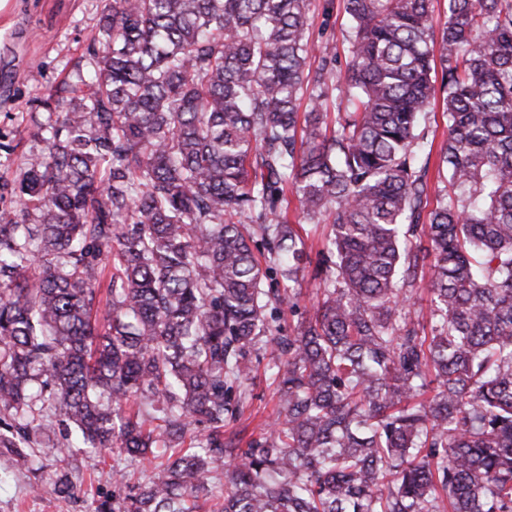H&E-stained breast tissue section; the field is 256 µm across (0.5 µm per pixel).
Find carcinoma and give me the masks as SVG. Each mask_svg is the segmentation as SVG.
I'll list each match as a JSON object with an SVG mask.
<instances>
[{
  "label": "carcinoma",
  "instance_id": "obj_1",
  "mask_svg": "<svg viewBox=\"0 0 512 512\" xmlns=\"http://www.w3.org/2000/svg\"><path fill=\"white\" fill-rule=\"evenodd\" d=\"M101 2L0 180V447L42 437L63 496L73 448L164 449L93 512H512V0H344L339 71L310 0ZM260 342L280 412L241 448ZM442 110V100L438 98L433 111L427 115L426 119V133L429 144L433 140L432 152L429 162L428 179L429 200L431 202V206L436 204L437 194L444 185L440 182V179L437 175L439 152L443 141V130L445 127V118L443 116ZM296 201L292 198L289 208V219L300 234L306 239L310 250V256L313 263L316 261V253L322 248L328 233L327 224H306L304 220L298 216L295 210Z\"/></svg>",
  "mask_w": 512,
  "mask_h": 512
}]
</instances>
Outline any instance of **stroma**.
Here are the masks:
<instances>
[{
  "label": "stroma",
  "instance_id": "1",
  "mask_svg": "<svg viewBox=\"0 0 512 512\" xmlns=\"http://www.w3.org/2000/svg\"><path fill=\"white\" fill-rule=\"evenodd\" d=\"M100 0H7L0 9V179L12 178L30 141L27 135L34 118L41 112L33 101L44 88L70 76L71 65L83 51L94 29ZM309 35L314 43L331 41L338 58L347 54V25L342 0H313L309 13ZM40 64L42 78L31 84L28 71ZM251 395L235 417L224 422L225 437H259L266 423L276 419L279 400L270 379L267 360L254 368ZM77 469L74 497H59L49 478L50 460L37 449L18 456L0 448V472L8 479L0 484V512H91L94 497L113 491L112 470H126L133 481L142 482L151 471L149 462L128 457L119 459L112 452L75 453ZM41 484L32 493V484Z\"/></svg>",
  "mask_w": 512,
  "mask_h": 512
}]
</instances>
